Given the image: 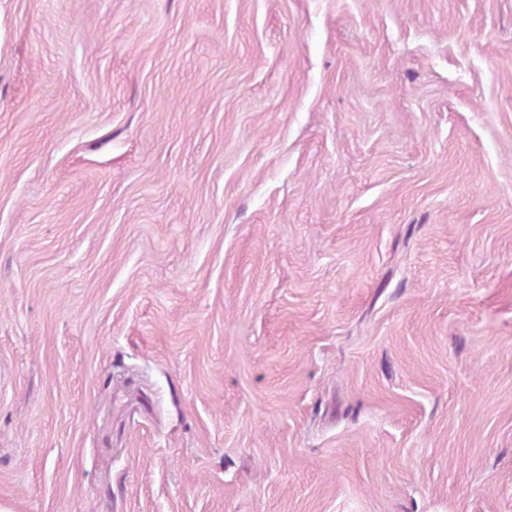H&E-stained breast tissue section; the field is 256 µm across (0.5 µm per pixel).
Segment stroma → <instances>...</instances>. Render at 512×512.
<instances>
[{"label": "stroma", "mask_w": 512, "mask_h": 512, "mask_svg": "<svg viewBox=\"0 0 512 512\" xmlns=\"http://www.w3.org/2000/svg\"><path fill=\"white\" fill-rule=\"evenodd\" d=\"M0 512H512V0H0Z\"/></svg>", "instance_id": "obj_1"}]
</instances>
